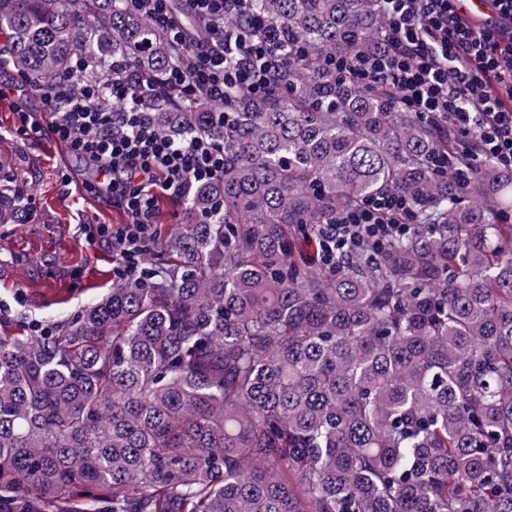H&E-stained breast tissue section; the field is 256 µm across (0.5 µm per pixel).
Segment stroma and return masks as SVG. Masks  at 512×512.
<instances>
[{
  "label": "stroma",
  "mask_w": 512,
  "mask_h": 512,
  "mask_svg": "<svg viewBox=\"0 0 512 512\" xmlns=\"http://www.w3.org/2000/svg\"><path fill=\"white\" fill-rule=\"evenodd\" d=\"M14 99H0V186L18 193L31 218L0 225V334L53 326L104 295L115 281L112 249L89 243L84 224L125 223L108 189L85 186L86 170L50 137L16 134Z\"/></svg>",
  "instance_id": "35a3bbf8"
}]
</instances>
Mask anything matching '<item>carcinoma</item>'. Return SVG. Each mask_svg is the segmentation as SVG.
Returning a JSON list of instances; mask_svg holds the SVG:
<instances>
[{
    "label": "carcinoma",
    "instance_id": "obj_1",
    "mask_svg": "<svg viewBox=\"0 0 512 512\" xmlns=\"http://www.w3.org/2000/svg\"><path fill=\"white\" fill-rule=\"evenodd\" d=\"M250 2L285 62L221 117L123 0H0L34 87L120 61L163 132L224 142L143 276L0 335V512H512V172L433 171L469 162L448 126L327 64L381 45L376 0ZM391 193L409 232L303 251Z\"/></svg>",
    "mask_w": 512,
    "mask_h": 512
}]
</instances>
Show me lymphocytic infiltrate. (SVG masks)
Segmentation results:
<instances>
[{"label": "lymphocytic infiltrate", "instance_id": "f902f5d3", "mask_svg": "<svg viewBox=\"0 0 512 512\" xmlns=\"http://www.w3.org/2000/svg\"><path fill=\"white\" fill-rule=\"evenodd\" d=\"M163 28L181 61L169 80L186 97H202L225 112L230 92L263 97L275 87L281 67L279 36L249 0H185L210 25L206 36L187 41L174 19L171 0H127ZM459 0H380L385 18L383 48L337 61L377 90L392 91L406 110L446 121L448 132L478 156L512 170V0H495L500 26L473 23ZM235 16L239 27L229 28ZM85 57L65 71L40 99L54 119L43 125L20 111L17 132L62 143L87 170L110 179L114 206L126 212L119 226L85 224L89 242L111 245L117 280L141 274L156 243L155 201L166 195L187 198L194 184L221 178L224 145L208 134L179 142L159 131L146 114L129 107L130 96L152 95L151 85L131 88L127 71L112 62L104 85H77ZM409 228L404 198L389 195L361 209L337 215L323 225L320 254L329 264L345 263L359 241L377 240Z\"/></svg>", "mask_w": 512, "mask_h": 512}]
</instances>
